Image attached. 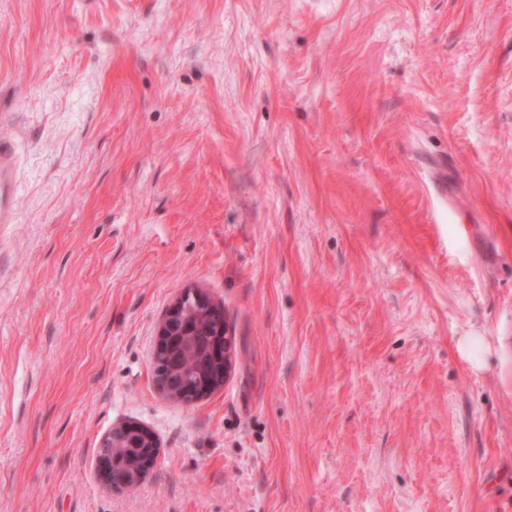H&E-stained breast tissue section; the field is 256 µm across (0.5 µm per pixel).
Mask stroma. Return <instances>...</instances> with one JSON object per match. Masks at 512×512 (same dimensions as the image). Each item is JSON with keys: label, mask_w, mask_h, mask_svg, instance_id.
I'll return each mask as SVG.
<instances>
[{"label": "stroma", "mask_w": 512, "mask_h": 512, "mask_svg": "<svg viewBox=\"0 0 512 512\" xmlns=\"http://www.w3.org/2000/svg\"><path fill=\"white\" fill-rule=\"evenodd\" d=\"M1 138L0 512H512V0H0ZM187 288L235 347L191 404ZM18 165L16 145L0 141V224L17 223L14 197L18 191ZM205 323L216 324L219 327L224 326L226 338L224 359H221L219 363L223 362L224 364L221 377L224 378L225 383L231 367L232 340L230 336H227L223 308L201 289L185 290L168 309L159 327L155 353L164 351L166 355H170L172 348L176 347L174 363L179 364V359L195 351L196 339L172 336H192L195 334V330L200 329ZM177 325L180 328L176 331ZM459 350L471 368L475 370L483 369L491 354V347L486 336H464L460 341ZM204 366V357L200 364L188 362L186 370L190 375H193L190 379V383L194 386L197 383H199L201 377L204 378L205 370H203ZM176 372L175 369H171L169 372L161 371L158 374H156V382L159 390L165 394L168 398L177 400L184 403H194L199 400H202L205 398V394H208V389L205 384L204 379L200 381L199 384V390L196 392L193 388V386H189L186 388H180V389H174L172 388V383L174 382V379L171 378L172 375ZM191 396L192 399L188 402L185 401L183 396ZM129 431L150 442L152 448H140V454L133 460L129 459L131 463H126L119 460L115 449L128 445ZM110 440L111 443H109ZM100 445V448L106 450L97 455V475L101 482L112 490H124L133 484H139L149 474L161 454L157 437L136 423H125L112 428L102 438Z\"/></svg>", "instance_id": "stroma-1"}]
</instances>
